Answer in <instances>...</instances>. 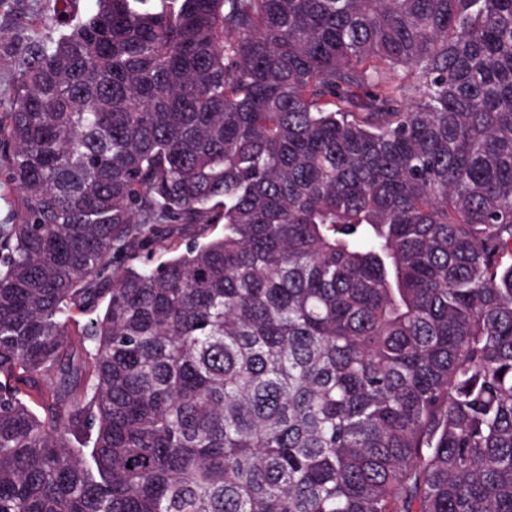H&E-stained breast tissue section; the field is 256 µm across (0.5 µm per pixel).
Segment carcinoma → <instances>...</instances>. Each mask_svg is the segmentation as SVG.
Returning a JSON list of instances; mask_svg holds the SVG:
<instances>
[{
  "label": "carcinoma",
  "instance_id": "1",
  "mask_svg": "<svg viewBox=\"0 0 512 512\" xmlns=\"http://www.w3.org/2000/svg\"><path fill=\"white\" fill-rule=\"evenodd\" d=\"M60 2L0 100V512H512V0Z\"/></svg>",
  "mask_w": 512,
  "mask_h": 512
}]
</instances>
